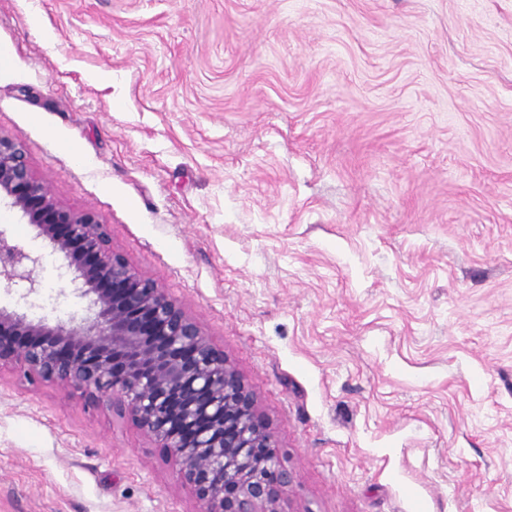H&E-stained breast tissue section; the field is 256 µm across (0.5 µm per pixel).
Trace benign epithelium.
I'll return each mask as SVG.
<instances>
[{"instance_id":"1","label":"benign epithelium","mask_w":512,"mask_h":512,"mask_svg":"<svg viewBox=\"0 0 512 512\" xmlns=\"http://www.w3.org/2000/svg\"><path fill=\"white\" fill-rule=\"evenodd\" d=\"M0 206L61 256L88 301L78 325L0 308V374L58 385L131 422L179 464L201 512H284L296 474L244 376L184 304L112 247L98 214L62 204L24 144L1 133ZM41 264L0 231V281L25 302L42 288Z\"/></svg>"}]
</instances>
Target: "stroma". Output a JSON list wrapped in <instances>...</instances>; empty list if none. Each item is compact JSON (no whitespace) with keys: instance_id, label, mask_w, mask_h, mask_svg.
Listing matches in <instances>:
<instances>
[{"instance_id":"obj_1","label":"stroma","mask_w":512,"mask_h":512,"mask_svg":"<svg viewBox=\"0 0 512 512\" xmlns=\"http://www.w3.org/2000/svg\"><path fill=\"white\" fill-rule=\"evenodd\" d=\"M0 133L223 347L291 512H512V0H0ZM199 509L0 375V512Z\"/></svg>"}]
</instances>
